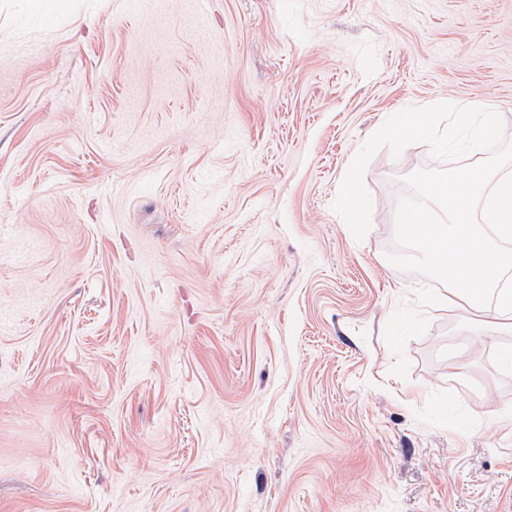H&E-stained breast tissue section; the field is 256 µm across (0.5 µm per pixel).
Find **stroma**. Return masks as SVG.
<instances>
[{
	"mask_svg": "<svg viewBox=\"0 0 512 512\" xmlns=\"http://www.w3.org/2000/svg\"><path fill=\"white\" fill-rule=\"evenodd\" d=\"M512 131V0H0V512H512V332L384 328L393 113Z\"/></svg>",
	"mask_w": 512,
	"mask_h": 512,
	"instance_id": "obj_1",
	"label": "stroma"
}]
</instances>
